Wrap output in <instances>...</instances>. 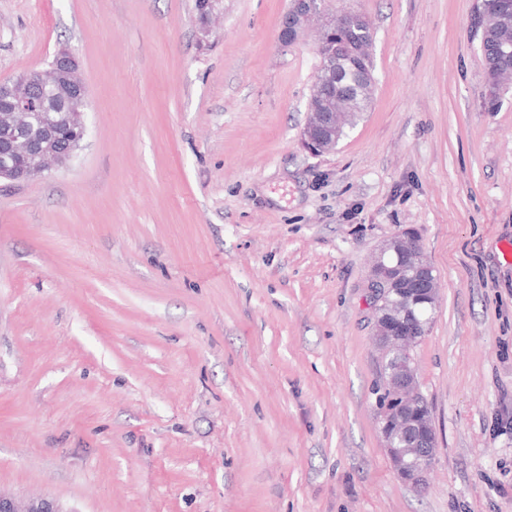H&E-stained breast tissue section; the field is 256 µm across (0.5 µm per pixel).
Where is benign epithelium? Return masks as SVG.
I'll return each instance as SVG.
<instances>
[{
    "label": "benign epithelium",
    "mask_w": 512,
    "mask_h": 512,
    "mask_svg": "<svg viewBox=\"0 0 512 512\" xmlns=\"http://www.w3.org/2000/svg\"><path fill=\"white\" fill-rule=\"evenodd\" d=\"M326 0H290V6L282 17L278 42L288 48L298 42L308 19L325 11ZM196 21L200 33L208 34L209 19L220 7L219 0H197ZM512 6L509 0H478L476 18L483 21ZM358 15L336 12L323 25L316 51L320 59L318 75L310 87L308 118L303 129L306 147L315 154L336 149L341 140L344 122L340 120L338 107L343 91L332 87L336 83L333 70L346 60H353L364 75H370L365 45L355 39H344L342 31L351 26ZM79 61L68 49H61L49 67L36 76H24L12 82L0 83V178L12 182H27L51 170L66 167L80 148L87 134L84 113L71 117L76 129L71 138L60 136L54 109L48 103L54 97L60 103L80 108L88 105V88L78 75ZM405 241L401 251L408 255L407 262L414 266L413 280L406 283L388 271L385 265L388 247L380 249L371 268V296L374 304L385 300L396 288H406L407 297L414 299L427 295L437 288L434 267L420 260L418 242L409 232L400 235ZM376 335L385 344L395 336L413 338L423 336L427 329L411 321L391 325L374 320ZM392 389L403 398L401 407L380 415L381 431L387 436L392 432L403 433L416 427L409 406L425 400L415 381L399 380ZM398 478L409 488L420 491L425 488L430 466L407 467L399 453L388 448ZM0 512H70L62 504L48 497L22 499L0 492Z\"/></svg>",
    "instance_id": "benign-epithelium-1"
}]
</instances>
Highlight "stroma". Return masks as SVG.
Instances as JSON below:
<instances>
[{"mask_svg": "<svg viewBox=\"0 0 512 512\" xmlns=\"http://www.w3.org/2000/svg\"><path fill=\"white\" fill-rule=\"evenodd\" d=\"M289 0H0V81L71 49L87 139L0 179V490L70 512H512V92L477 0H342L368 112L301 144L321 26ZM438 276L414 348L436 455L414 492L376 411L372 254ZM325 0H291L290 6L282 17L278 42L281 47L288 48L298 42L303 34L308 19L325 11Z\"/></svg>", "mask_w": 512, "mask_h": 512, "instance_id": "1", "label": "stroma"}]
</instances>
